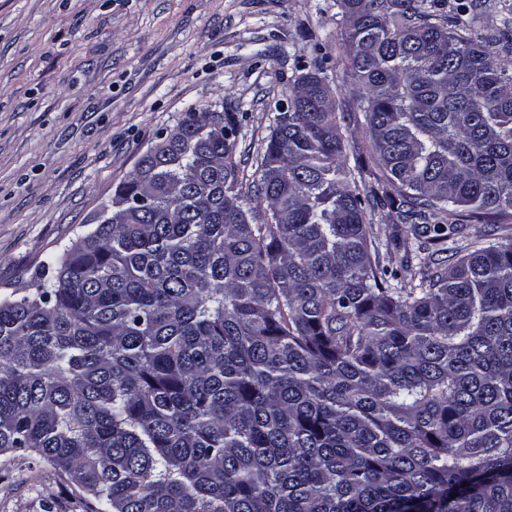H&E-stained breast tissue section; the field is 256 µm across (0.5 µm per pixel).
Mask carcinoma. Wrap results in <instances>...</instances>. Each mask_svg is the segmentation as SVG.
Instances as JSON below:
<instances>
[{"instance_id":"cac0c4a2","label":"carcinoma","mask_w":512,"mask_h":512,"mask_svg":"<svg viewBox=\"0 0 512 512\" xmlns=\"http://www.w3.org/2000/svg\"><path fill=\"white\" fill-rule=\"evenodd\" d=\"M339 2L385 188L317 66L246 188L234 117L184 113L116 188L152 206L0 301V454L106 512H512V237L391 288L366 222L512 218V38L473 34L486 0Z\"/></svg>"}]
</instances>
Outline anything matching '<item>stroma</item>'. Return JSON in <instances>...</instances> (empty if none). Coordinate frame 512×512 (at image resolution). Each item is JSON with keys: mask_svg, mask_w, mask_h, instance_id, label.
Returning <instances> with one entry per match:
<instances>
[{"mask_svg": "<svg viewBox=\"0 0 512 512\" xmlns=\"http://www.w3.org/2000/svg\"><path fill=\"white\" fill-rule=\"evenodd\" d=\"M336 0H0V300L97 224L116 187L184 112L237 120L251 184L314 53L336 90L348 157L369 138L341 61ZM380 261L420 281L448 264L390 206L367 211ZM36 456H0V512H93Z\"/></svg>", "mask_w": 512, "mask_h": 512, "instance_id": "1", "label": "stroma"}]
</instances>
